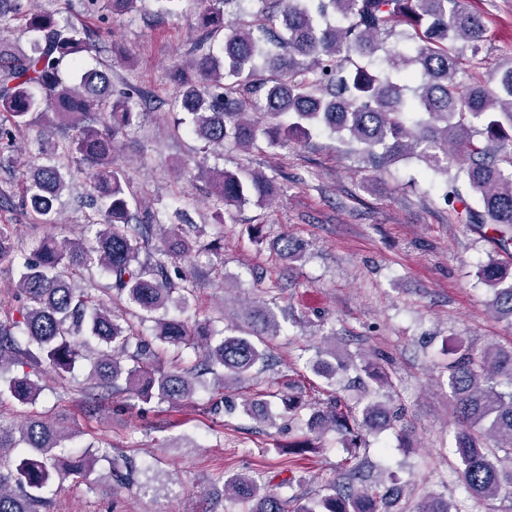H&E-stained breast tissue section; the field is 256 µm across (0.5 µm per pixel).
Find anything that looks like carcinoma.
Instances as JSON below:
<instances>
[{
  "instance_id": "carcinoma-1",
  "label": "carcinoma",
  "mask_w": 512,
  "mask_h": 512,
  "mask_svg": "<svg viewBox=\"0 0 512 512\" xmlns=\"http://www.w3.org/2000/svg\"><path fill=\"white\" fill-rule=\"evenodd\" d=\"M140 0H81L96 27L62 26L55 14L31 11L25 0H0V22L24 19L32 34L27 49L0 40V166L13 167L17 136L43 121L41 153L10 186L0 188V207H20L32 227L44 229L33 254L16 245V225L0 224V260L17 268L15 305L0 319V399L33 406L42 393L39 367L69 373L81 348L96 341L87 399L100 403L116 394L148 403L190 400L213 376V385L251 390L242 413L274 421L272 403L296 416L311 433L341 434L347 457L340 476L323 494L296 512H380V501L356 487L363 474L358 458L364 435L378 434L401 421L385 391L391 375L365 360L362 383L376 385L374 398L352 404L338 395L305 402L291 390L260 386L256 374L268 361V341L279 335L274 309L257 299L247 326L226 335L208 317L189 322L182 314L199 287L195 274L169 270L174 258H190L194 248L218 252L221 241L204 245L184 236L159 215H142L117 143L139 123L144 103L131 88L118 95L105 71L88 70L79 79L64 76L104 36L106 18L131 14ZM242 0H202L196 28L208 35L224 29L225 7ZM276 14L241 19L218 46L197 44L188 63L176 64L168 78L176 94L172 108L189 116L191 132L207 148L230 141L248 151L263 136L270 148L305 143L317 129L371 159L377 168L400 160L421 162L457 222L484 231L502 251L512 246V65L458 80L466 52L479 53L487 28L464 0H278ZM264 98L261 127L247 109L255 93ZM195 168L206 175L216 216L250 201L266 203L279 187L260 171ZM85 175L89 186L88 227L93 236L59 241L47 229L59 223L67 176ZM288 259L300 257L288 235L275 242ZM99 271L111 280L119 302L140 319L155 322L154 340L142 339L134 323L112 311L79 281ZM489 288V310L512 324V277L494 259L480 266ZM191 348L189 364L170 355ZM352 356L336 347L316 353L311 371L326 385L352 366ZM22 364L30 371L9 375ZM456 419L454 463L468 497L479 501L512 496V346L493 344L475 357L457 349L445 366ZM80 436L71 424L29 417L0 429V512H44L47 492L69 475L96 473L100 460L111 467L101 478L113 490L150 485L159 472L138 470L123 455L101 457L85 451L61 457L58 449ZM224 497L244 512H285L286 499L242 475L224 481ZM418 512H453L447 499L425 495Z\"/></svg>"
}]
</instances>
